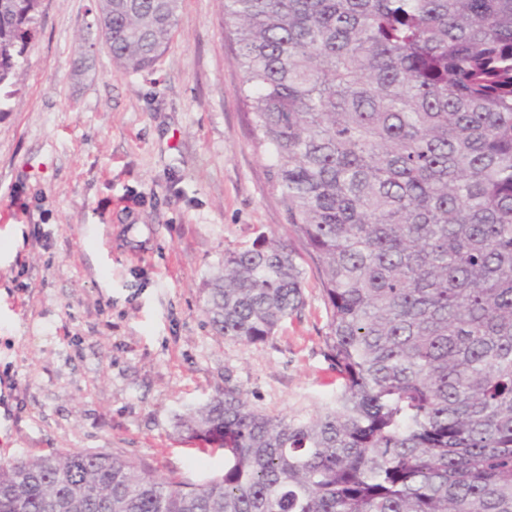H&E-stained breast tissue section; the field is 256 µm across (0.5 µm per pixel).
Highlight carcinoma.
<instances>
[{
  "label": "carcinoma",
  "instance_id": "obj_1",
  "mask_svg": "<svg viewBox=\"0 0 512 512\" xmlns=\"http://www.w3.org/2000/svg\"><path fill=\"white\" fill-rule=\"evenodd\" d=\"M239 94L298 252L260 236L203 288L261 344L327 317L332 404L304 418L236 386L176 428L224 450L196 485L127 459L0 462V512H512V0H220ZM40 0H0V112ZM180 0H98L119 70L154 67Z\"/></svg>",
  "mask_w": 512,
  "mask_h": 512
}]
</instances>
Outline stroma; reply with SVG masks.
Wrapping results in <instances>:
<instances>
[{
  "label": "stroma",
  "mask_w": 512,
  "mask_h": 512,
  "mask_svg": "<svg viewBox=\"0 0 512 512\" xmlns=\"http://www.w3.org/2000/svg\"><path fill=\"white\" fill-rule=\"evenodd\" d=\"M97 13L41 0L0 114V460L103 453L201 484L224 452L177 415L229 384L272 416L326 407L327 313L309 265L301 313L268 342L219 336L203 311L225 250L288 234L218 0H180L141 72H116Z\"/></svg>",
  "instance_id": "1"
}]
</instances>
